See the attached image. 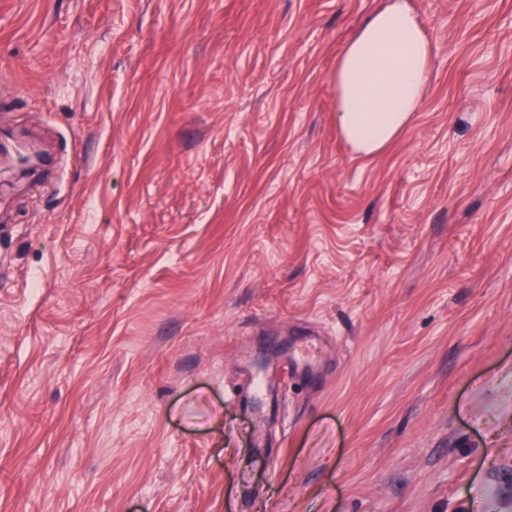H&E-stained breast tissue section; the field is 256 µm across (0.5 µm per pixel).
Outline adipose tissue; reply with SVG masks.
I'll return each mask as SVG.
<instances>
[{
    "instance_id": "1",
    "label": "adipose tissue",
    "mask_w": 512,
    "mask_h": 512,
    "mask_svg": "<svg viewBox=\"0 0 512 512\" xmlns=\"http://www.w3.org/2000/svg\"><path fill=\"white\" fill-rule=\"evenodd\" d=\"M431 44L408 0H386L344 47L336 64V126L370 157L390 144L421 110Z\"/></svg>"
}]
</instances>
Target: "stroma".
Instances as JSON below:
<instances>
[{"label": "stroma", "instance_id": "1", "mask_svg": "<svg viewBox=\"0 0 512 512\" xmlns=\"http://www.w3.org/2000/svg\"><path fill=\"white\" fill-rule=\"evenodd\" d=\"M384 3L0 0V512H512V0L366 159Z\"/></svg>", "mask_w": 512, "mask_h": 512}]
</instances>
